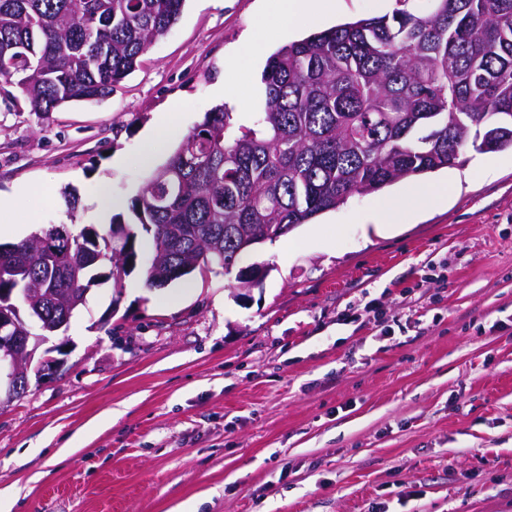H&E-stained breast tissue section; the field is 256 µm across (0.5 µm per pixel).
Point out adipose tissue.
Here are the masks:
<instances>
[{"mask_svg":"<svg viewBox=\"0 0 512 512\" xmlns=\"http://www.w3.org/2000/svg\"><path fill=\"white\" fill-rule=\"evenodd\" d=\"M280 8L274 17L275 24L287 27L296 21L318 24L337 10L336 0H279ZM455 190L453 180L425 185L412 183L402 194L382 199L376 208V229L388 233L401 225L410 214L434 208Z\"/></svg>","mask_w":512,"mask_h":512,"instance_id":"obj_1","label":"adipose tissue"}]
</instances>
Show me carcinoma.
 Listing matches in <instances>:
<instances>
[{"label":"carcinoma","mask_w":512,"mask_h":512,"mask_svg":"<svg viewBox=\"0 0 512 512\" xmlns=\"http://www.w3.org/2000/svg\"><path fill=\"white\" fill-rule=\"evenodd\" d=\"M185 0H0V78L33 112L101 101L178 20ZM284 46L267 61L262 112L233 128L217 105L131 200L136 222L44 227L0 255V305L54 336L99 269L114 282L153 247L146 285L201 267L230 272L245 240L301 224L405 178L512 146V0H411Z\"/></svg>","instance_id":"1"}]
</instances>
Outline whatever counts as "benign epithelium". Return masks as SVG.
<instances>
[{"mask_svg": "<svg viewBox=\"0 0 512 512\" xmlns=\"http://www.w3.org/2000/svg\"><path fill=\"white\" fill-rule=\"evenodd\" d=\"M242 271L248 276L246 292L259 286L265 279L266 268L262 265L247 266ZM41 326L30 321L24 322L16 308H0V370H5L0 379V392H5L10 400L29 384V370L32 363H37L38 378H49L63 366L64 359L44 356L35 358L44 337L39 334Z\"/></svg>", "mask_w": 512, "mask_h": 512, "instance_id": "benign-epithelium-1", "label": "benign epithelium"}]
</instances>
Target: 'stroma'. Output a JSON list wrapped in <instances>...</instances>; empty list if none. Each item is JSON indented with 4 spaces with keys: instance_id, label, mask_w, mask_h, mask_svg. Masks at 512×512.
<instances>
[{
    "instance_id": "obj_1",
    "label": "stroma",
    "mask_w": 512,
    "mask_h": 512,
    "mask_svg": "<svg viewBox=\"0 0 512 512\" xmlns=\"http://www.w3.org/2000/svg\"><path fill=\"white\" fill-rule=\"evenodd\" d=\"M275 4L186 0L103 100L0 96V195L31 187L0 243L101 225L106 180L130 219L159 113L253 125L266 61L244 54L317 28L278 30ZM464 157L422 178L454 176L448 201L394 234L364 225L372 194L260 245L249 297L216 265L164 289L140 266L102 278L48 339L64 367L0 407L9 512H512V147Z\"/></svg>"
}]
</instances>
